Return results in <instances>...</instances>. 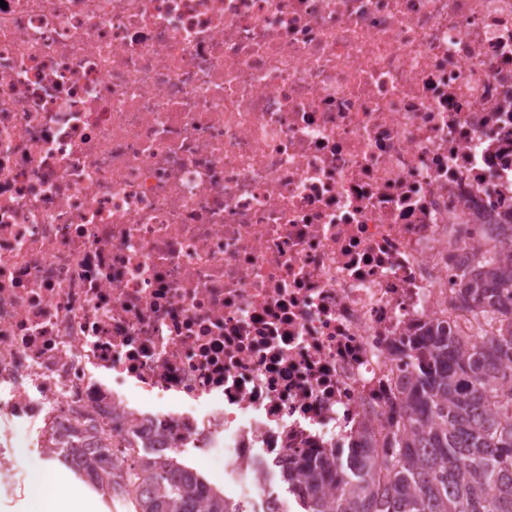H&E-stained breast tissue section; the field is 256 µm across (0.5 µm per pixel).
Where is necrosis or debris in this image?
Masks as SVG:
<instances>
[{
	"mask_svg": "<svg viewBox=\"0 0 512 512\" xmlns=\"http://www.w3.org/2000/svg\"><path fill=\"white\" fill-rule=\"evenodd\" d=\"M510 211L512 0H5L0 466L383 437Z\"/></svg>",
	"mask_w": 512,
	"mask_h": 512,
	"instance_id": "1",
	"label": "necrosis or debris"
}]
</instances>
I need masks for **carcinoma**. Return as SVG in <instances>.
<instances>
[{"mask_svg":"<svg viewBox=\"0 0 512 512\" xmlns=\"http://www.w3.org/2000/svg\"><path fill=\"white\" fill-rule=\"evenodd\" d=\"M457 288L483 319L478 341L440 324L409 336L403 422L380 443L353 435V454L283 466L302 512H512V248L476 251ZM112 490L133 493L137 512H242L170 462L136 463Z\"/></svg>","mask_w":512,"mask_h":512,"instance_id":"carcinoma-1","label":"carcinoma"}]
</instances>
